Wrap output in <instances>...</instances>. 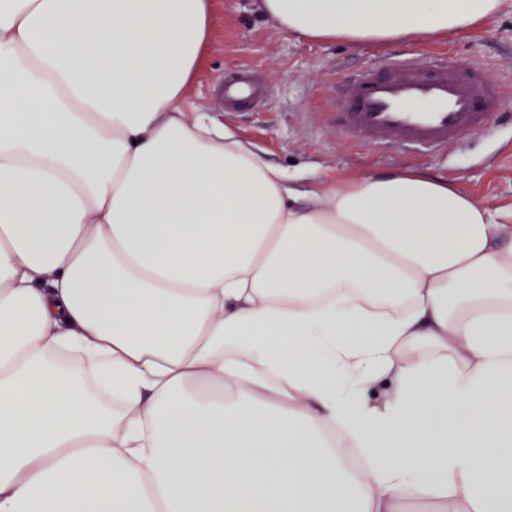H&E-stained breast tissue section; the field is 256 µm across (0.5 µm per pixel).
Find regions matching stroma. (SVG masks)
I'll use <instances>...</instances> for the list:
<instances>
[{
  "label": "stroma",
  "instance_id": "obj_1",
  "mask_svg": "<svg viewBox=\"0 0 512 512\" xmlns=\"http://www.w3.org/2000/svg\"><path fill=\"white\" fill-rule=\"evenodd\" d=\"M385 55L480 63L489 67L512 107L511 6L464 32L352 45L314 41L273 27L258 11L256 0H214L211 39L189 105L208 112L240 139L260 148L269 163L292 173L308 170L313 178L329 181L411 170L453 183L489 209L512 205V110L495 118L488 129L470 133L463 148L440 154L371 148L312 121V113L340 109L339 103L318 97L329 74L346 78ZM246 66L268 80L274 96L259 109L225 112L215 94L216 84Z\"/></svg>",
  "mask_w": 512,
  "mask_h": 512
}]
</instances>
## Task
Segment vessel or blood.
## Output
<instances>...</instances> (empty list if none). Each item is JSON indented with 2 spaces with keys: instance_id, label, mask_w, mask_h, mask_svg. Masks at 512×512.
I'll list each match as a JSON object with an SVG mask.
<instances>
[{
  "instance_id": "obj_1",
  "label": "vessel or blood",
  "mask_w": 512,
  "mask_h": 512,
  "mask_svg": "<svg viewBox=\"0 0 512 512\" xmlns=\"http://www.w3.org/2000/svg\"><path fill=\"white\" fill-rule=\"evenodd\" d=\"M229 111L259 107L271 89L255 72L226 75ZM322 97L338 96L340 113L322 119L343 136L379 149L442 152L462 147L468 134L488 127L504 111L497 81L485 67L438 64L426 56L403 57L366 68L345 80L328 76Z\"/></svg>"
}]
</instances>
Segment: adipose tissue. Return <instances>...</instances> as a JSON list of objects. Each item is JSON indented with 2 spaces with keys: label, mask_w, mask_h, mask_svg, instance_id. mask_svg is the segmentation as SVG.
Returning a JSON list of instances; mask_svg holds the SVG:
<instances>
[{
  "label": "adipose tissue",
  "mask_w": 512,
  "mask_h": 512,
  "mask_svg": "<svg viewBox=\"0 0 512 512\" xmlns=\"http://www.w3.org/2000/svg\"><path fill=\"white\" fill-rule=\"evenodd\" d=\"M257 2L356 44L503 0ZM212 13L0 0V512H512V209L296 192L188 107Z\"/></svg>",
  "instance_id": "ef3b65f1"
}]
</instances>
